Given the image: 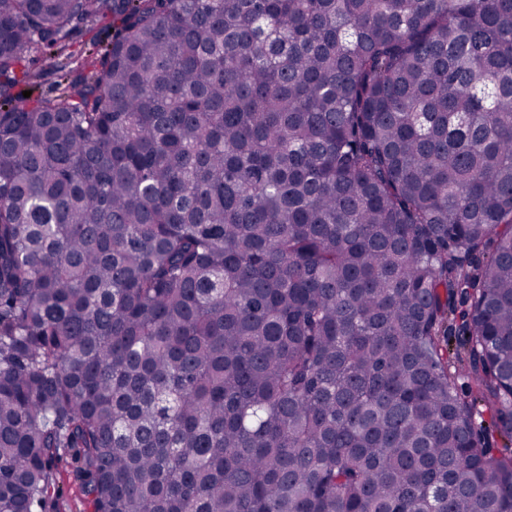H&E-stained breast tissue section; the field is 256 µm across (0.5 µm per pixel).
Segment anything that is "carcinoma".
Instances as JSON below:
<instances>
[{
	"label": "carcinoma",
	"instance_id": "cac0c4a2",
	"mask_svg": "<svg viewBox=\"0 0 512 512\" xmlns=\"http://www.w3.org/2000/svg\"><path fill=\"white\" fill-rule=\"evenodd\" d=\"M494 431L512 0H0V512H512ZM110 29L112 24L109 21H102L93 25L90 30L75 36L68 50L72 59L78 61L93 51L102 52L106 44L111 41ZM24 68L31 71L39 72L40 78L36 84L28 82L27 79H22L19 76V82L13 89V93L17 98L22 101H32L41 95L46 94H59L62 89L61 85V72L56 68L53 61V55L47 52H31L28 54L24 61ZM32 90L29 98H24L22 91ZM77 464L70 459L60 468L57 477L58 497L54 512H93V505L84 492L76 472Z\"/></svg>",
	"mask_w": 512,
	"mask_h": 512
}]
</instances>
